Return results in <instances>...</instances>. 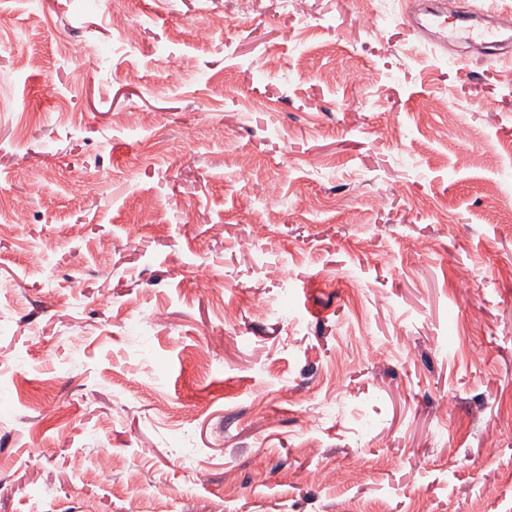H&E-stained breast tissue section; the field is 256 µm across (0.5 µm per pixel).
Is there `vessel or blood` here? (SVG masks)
Wrapping results in <instances>:
<instances>
[{
    "instance_id": "vessel-or-blood-1",
    "label": "vessel or blood",
    "mask_w": 512,
    "mask_h": 512,
    "mask_svg": "<svg viewBox=\"0 0 512 512\" xmlns=\"http://www.w3.org/2000/svg\"><path fill=\"white\" fill-rule=\"evenodd\" d=\"M441 0H422L414 13L405 15L404 23L414 34L437 48H447L452 42L496 43L503 36L512 37V12H494V22L488 26L472 23L470 15L449 14Z\"/></svg>"
}]
</instances>
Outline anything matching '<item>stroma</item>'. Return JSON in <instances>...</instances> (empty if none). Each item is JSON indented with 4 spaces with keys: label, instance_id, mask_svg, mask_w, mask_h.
<instances>
[{
    "label": "stroma",
    "instance_id": "35a3bbf8",
    "mask_svg": "<svg viewBox=\"0 0 512 512\" xmlns=\"http://www.w3.org/2000/svg\"><path fill=\"white\" fill-rule=\"evenodd\" d=\"M280 3L0 0V512H512V63Z\"/></svg>",
    "mask_w": 512,
    "mask_h": 512
}]
</instances>
